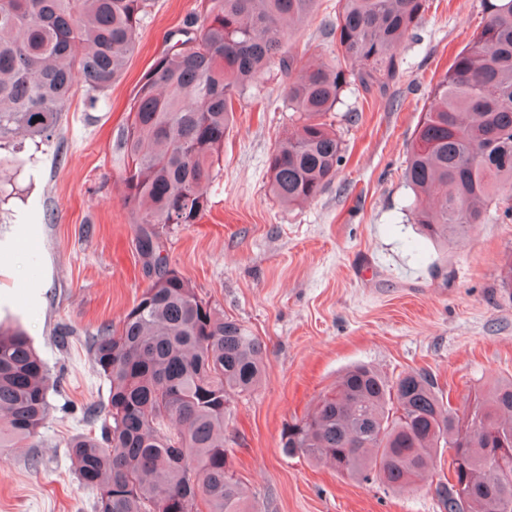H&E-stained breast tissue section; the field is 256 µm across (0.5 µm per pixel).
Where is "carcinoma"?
<instances>
[{"instance_id": "cac0c4a2", "label": "carcinoma", "mask_w": 512, "mask_h": 512, "mask_svg": "<svg viewBox=\"0 0 512 512\" xmlns=\"http://www.w3.org/2000/svg\"><path fill=\"white\" fill-rule=\"evenodd\" d=\"M336 2V58L312 67L286 45L291 24L305 23L318 0H200L135 87L121 130L125 205L141 254L153 252L155 278L122 327L89 345L109 396L91 413L100 433L78 434L68 448L94 512H256L226 431L235 399L262 379L266 345L169 267L157 226L203 216L235 105L273 65L288 74L297 126L270 155V192L295 206L336 176L341 143L323 117L351 85L389 87L396 47L428 8L427 0ZM484 4L487 22L436 84L408 149L405 179L415 199L433 201L414 208L416 223L443 246L471 234L493 205L512 214V0ZM150 6L0 0V141L20 130L49 140L78 82L103 91L119 80ZM50 382L27 335L0 327V448L37 437ZM485 426L512 448V378L460 416L423 370L389 380L354 365L294 425L286 452L389 488L417 484L446 452L466 495L440 484L448 512H512V456L487 460Z\"/></svg>"}]
</instances>
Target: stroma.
<instances>
[{"instance_id": "stroma-1", "label": "stroma", "mask_w": 512, "mask_h": 512, "mask_svg": "<svg viewBox=\"0 0 512 512\" xmlns=\"http://www.w3.org/2000/svg\"><path fill=\"white\" fill-rule=\"evenodd\" d=\"M197 10L198 0H154L119 81L98 94L77 87L50 140L0 142V177L14 188L0 201V324L21 327L55 378L38 436L0 450V512H93L67 448L90 428L85 409L109 395L87 342L120 327L152 281L123 203L118 138L141 75ZM335 10L320 0L293 52L329 60ZM486 20L482 0H429L390 88H347L326 115L344 161L292 207L269 191L268 159L296 126L287 78L271 69L236 106L206 215L161 230L170 267L267 345L262 381L228 428L259 512H446L440 472L404 491L342 478L284 454L288 431L356 363L390 379L427 371L457 410L512 378V217L490 209L466 240L437 246L418 231L404 179L433 88Z\"/></svg>"}]
</instances>
